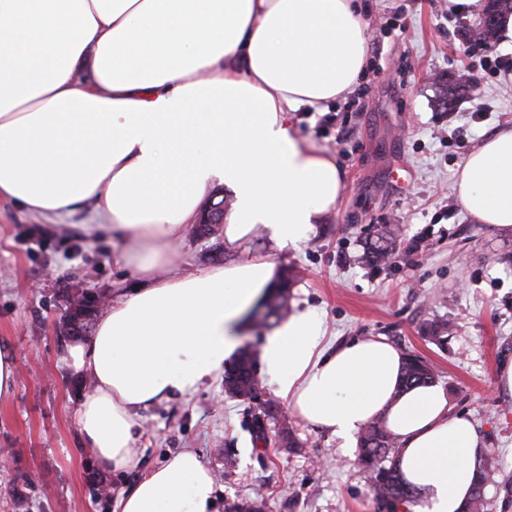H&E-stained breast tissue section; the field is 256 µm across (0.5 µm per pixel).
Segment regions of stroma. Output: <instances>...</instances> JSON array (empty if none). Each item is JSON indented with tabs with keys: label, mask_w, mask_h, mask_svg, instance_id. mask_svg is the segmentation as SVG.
Returning <instances> with one entry per match:
<instances>
[{
	"label": "stroma",
	"mask_w": 512,
	"mask_h": 512,
	"mask_svg": "<svg viewBox=\"0 0 512 512\" xmlns=\"http://www.w3.org/2000/svg\"><path fill=\"white\" fill-rule=\"evenodd\" d=\"M368 3L364 80L327 109L292 115L298 138L336 161L344 190L335 209L295 248L261 232L229 247L223 235L190 231L176 247L178 267L189 275L268 256L277 269H293L290 309L323 319L329 349L382 338L432 364L452 411L470 418L485 443V512H512V396L497 381L512 361V231L478 223L453 188L466 156L512 124V32L501 30L486 50L470 39L482 11L450 0ZM468 65L478 94L438 107L434 79ZM398 166L408 172L402 186L389 177ZM96 221L89 205L48 220L0 199V348L17 369L13 395L0 400L8 456L0 512H112L142 472L188 449L214 476L216 512L258 492L264 512H380L358 449L294 414L299 447L254 442L257 408L227 396L220 374L139 411L138 469L97 467L75 418L92 386L60 361L70 344L67 295L115 296L139 281L118 262L111 234L93 231ZM378 224L401 225L402 243L389 265L372 268L358 256ZM434 320L448 324L441 347L421 335ZM100 482L106 495L93 493Z\"/></svg>",
	"instance_id": "35a3bbf8"
}]
</instances>
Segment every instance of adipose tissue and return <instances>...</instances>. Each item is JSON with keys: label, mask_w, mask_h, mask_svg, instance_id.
<instances>
[{"label": "adipose tissue", "mask_w": 512, "mask_h": 512, "mask_svg": "<svg viewBox=\"0 0 512 512\" xmlns=\"http://www.w3.org/2000/svg\"><path fill=\"white\" fill-rule=\"evenodd\" d=\"M367 61L359 0H0V199L46 219L94 204L139 280L61 358L93 382L76 420L103 469L137 467L138 412L219 374L274 280L261 255L180 273L174 248L209 188L235 198L227 245L261 230L282 246L306 240L344 184L289 115L344 98ZM455 188L479 223L512 228V127L467 156ZM324 339L305 312L266 341L286 406L346 446L384 416L419 494L413 512H462L486 452L474 424L440 385L399 391L404 357L384 339L332 352ZM214 501L209 468L185 450L113 512H213Z\"/></svg>", "instance_id": "1"}]
</instances>
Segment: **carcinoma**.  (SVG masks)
I'll return each instance as SVG.
<instances>
[{
	"mask_svg": "<svg viewBox=\"0 0 512 512\" xmlns=\"http://www.w3.org/2000/svg\"><path fill=\"white\" fill-rule=\"evenodd\" d=\"M493 7L496 8L498 21L490 28L478 30V34L489 41L494 40L504 19L512 15V5L508 4V0H494V3L487 4L486 9ZM468 90L470 85L463 81V78L456 79L455 83L450 85L448 79L442 77L437 82V102L446 109L453 103L459 92ZM400 236V225H380L374 235L363 240L360 259L365 264L375 267L389 263L397 252ZM291 282L290 272H282L273 291L262 300L266 313L254 321L252 329L255 334H261L265 329L288 317V288ZM425 331L429 340L442 345L447 340L444 333L448 332V323L432 322L425 327ZM256 365L257 355L253 346H242L235 361L224 368V392L234 398L259 401L261 415L254 418L252 427L256 438H261L267 425L274 423L280 426L282 444L288 448H296L298 442L293 436L292 428L280 421V408L272 400H258V389L261 383ZM433 379L434 371L430 364L415 355L405 358L400 377L401 387L425 385L433 382ZM359 444V463L371 476L372 489L377 501L406 502L415 497V489L407 485L401 476L399 459H397V437L388 429L383 418L378 417L364 425ZM481 484L482 479H476L474 492L462 512H485ZM263 506V497L257 493L252 498L230 505L228 512H263Z\"/></svg>",
	"mask_w": 512,
	"mask_h": 512,
	"instance_id": "1",
	"label": "carcinoma"
}]
</instances>
